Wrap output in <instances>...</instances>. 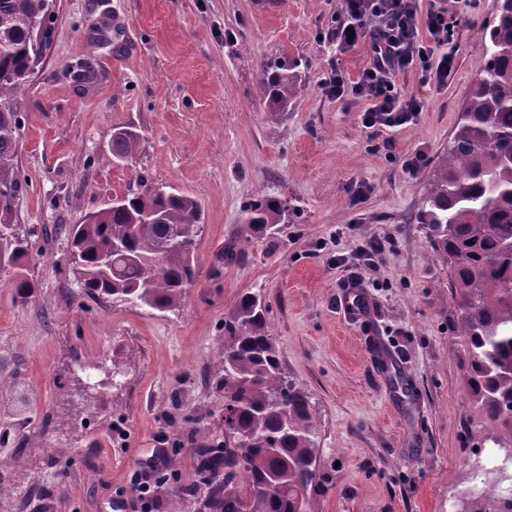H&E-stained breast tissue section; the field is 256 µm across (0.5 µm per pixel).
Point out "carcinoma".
I'll list each match as a JSON object with an SVG mask.
<instances>
[{
	"mask_svg": "<svg viewBox=\"0 0 512 512\" xmlns=\"http://www.w3.org/2000/svg\"><path fill=\"white\" fill-rule=\"evenodd\" d=\"M44 0H0V268L11 271L15 297L35 296L25 265L30 235L13 223L26 181L17 168L19 102L36 57L28 21ZM480 68L461 106L448 150L434 166L415 220L449 262L469 359L468 384L484 421L512 431V0H501L486 29ZM298 60L268 61L259 86L271 117L297 92ZM139 148L131 131L112 136L109 161L126 163ZM246 222L261 236L278 232L288 208L270 194L251 202ZM202 208L192 196L155 188L128 194L65 228L70 265L84 293L167 310L197 281V241H171ZM267 308L243 294L224 324L216 388L224 394V481L212 484L210 512H314L316 427L308 396L283 375L269 335Z\"/></svg>",
	"mask_w": 512,
	"mask_h": 512,
	"instance_id": "obj_1",
	"label": "carcinoma"
}]
</instances>
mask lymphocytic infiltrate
Segmentation results:
<instances>
[{
  "mask_svg": "<svg viewBox=\"0 0 512 512\" xmlns=\"http://www.w3.org/2000/svg\"><path fill=\"white\" fill-rule=\"evenodd\" d=\"M340 18L331 37L347 49L369 41L373 52L370 64L356 82H347L342 71H334L328 86L336 94L345 88L368 99L361 120L366 128H396L409 123L420 111L417 98L401 94L399 75L419 67L425 83L444 86L455 65L447 51L449 26L454 13L445 7H432L418 16L416 0H342Z\"/></svg>",
  "mask_w": 512,
  "mask_h": 512,
  "instance_id": "lymphocytic-infiltrate-1",
  "label": "lymphocytic infiltrate"
}]
</instances>
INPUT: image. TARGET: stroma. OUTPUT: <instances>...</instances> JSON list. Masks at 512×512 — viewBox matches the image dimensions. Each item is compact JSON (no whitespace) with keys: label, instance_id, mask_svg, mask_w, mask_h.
Masks as SVG:
<instances>
[{"label":"stroma","instance_id":"stroma-1","mask_svg":"<svg viewBox=\"0 0 512 512\" xmlns=\"http://www.w3.org/2000/svg\"><path fill=\"white\" fill-rule=\"evenodd\" d=\"M55 0L43 55L20 99L17 165L28 184L14 216L33 231L29 303L0 274V434L26 468L6 473L18 512H110L140 462L178 479L153 512H205L211 473L198 453L224 444L216 390L224 323L240 295L267 305L284 375L304 389L317 429V512H456L455 494L488 427L467 384L468 356L449 266L416 223L479 70L497 0L455 5L456 69L443 88L400 74L423 110L364 128L367 101L329 92L368 43L327 39L340 0ZM304 61L293 104L271 118L263 62ZM96 77L75 81L78 63ZM136 132L132 162L107 153ZM390 150H382V143ZM422 156L417 171L407 159ZM171 186L203 208L198 282L158 311L85 295L63 226L113 197ZM288 203L278 234H254L248 203ZM384 244L376 264L357 248ZM363 317L341 309L351 293ZM95 381L92 401L78 393Z\"/></svg>","mask_w":512,"mask_h":512}]
</instances>
